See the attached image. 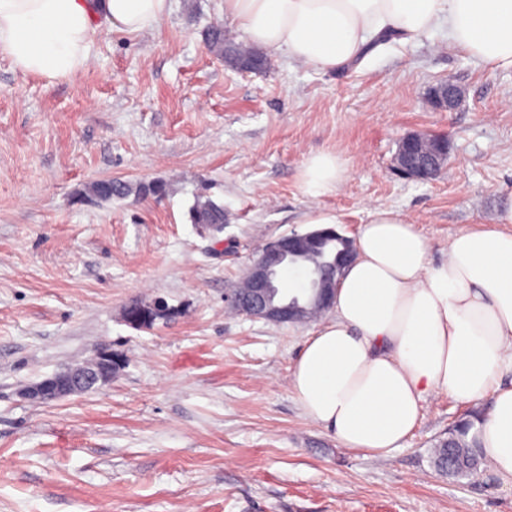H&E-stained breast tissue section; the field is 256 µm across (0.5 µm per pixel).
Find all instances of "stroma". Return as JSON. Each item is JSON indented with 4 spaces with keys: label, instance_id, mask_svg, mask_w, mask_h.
<instances>
[{
    "label": "stroma",
    "instance_id": "stroma-1",
    "mask_svg": "<svg viewBox=\"0 0 512 512\" xmlns=\"http://www.w3.org/2000/svg\"><path fill=\"white\" fill-rule=\"evenodd\" d=\"M223 22L224 0H172L159 30L103 33L66 79L0 55V512H512L493 468L451 478L432 463L465 406L430 400L389 455L346 450L290 387L316 322L224 301L267 242L309 232L311 210L351 239L374 209L398 210L437 261L458 229L494 224L512 192V70L437 30L333 73L281 54L237 72L206 46ZM446 80L462 98L441 111L429 94ZM408 133L447 136L435 179L393 171ZM317 152L350 176L315 199L298 177ZM104 180L133 192L85 200ZM150 183L163 192L139 195ZM200 198L223 206L222 232L192 223ZM157 298L169 317L124 322ZM100 346L123 362L110 385L23 396Z\"/></svg>",
    "mask_w": 512,
    "mask_h": 512
}]
</instances>
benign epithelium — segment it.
Here are the masks:
<instances>
[{"label":"benign epithelium","mask_w":512,"mask_h":512,"mask_svg":"<svg viewBox=\"0 0 512 512\" xmlns=\"http://www.w3.org/2000/svg\"><path fill=\"white\" fill-rule=\"evenodd\" d=\"M459 97V89L450 82H441L431 92L432 103L437 109H450ZM448 157V138L443 135L409 133L399 142L393 158V168L404 177L428 181L438 176ZM313 234H291L280 237L263 249L260 256L246 270L251 284V294L238 291L224 294L230 307L247 316L273 323H295L301 310L278 297L284 287L283 273L290 260L299 256ZM307 287L316 289L322 305L330 302L336 288V272L324 271L320 275L306 274ZM118 360L107 348L98 349L87 367L54 374L29 387L25 395L51 401L80 393L86 389H99L112 380Z\"/></svg>","instance_id":"benign-epithelium-1"}]
</instances>
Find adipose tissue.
<instances>
[{"mask_svg": "<svg viewBox=\"0 0 512 512\" xmlns=\"http://www.w3.org/2000/svg\"><path fill=\"white\" fill-rule=\"evenodd\" d=\"M171 0H0V55L51 79L79 73L103 31L159 28ZM248 42L299 64L336 71L375 39L413 41L446 27L449 44L512 70V0H224ZM348 163L307 156L299 188L334 192ZM498 228L458 230L433 263L425 236L403 213L379 208L362 225L356 257L328 318L304 342L292 372L303 415L350 451L384 456L412 434L428 399L475 404L481 451L512 481V196Z\"/></svg>", "mask_w": 512, "mask_h": 512, "instance_id": "obj_1", "label": "adipose tissue"}]
</instances>
